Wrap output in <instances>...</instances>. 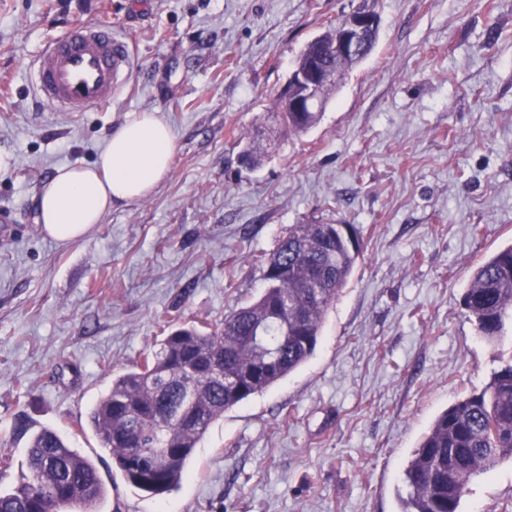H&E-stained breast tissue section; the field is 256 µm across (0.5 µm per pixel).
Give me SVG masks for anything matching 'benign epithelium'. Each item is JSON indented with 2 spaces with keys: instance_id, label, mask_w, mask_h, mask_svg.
<instances>
[{
  "instance_id": "benign-epithelium-1",
  "label": "benign epithelium",
  "mask_w": 512,
  "mask_h": 512,
  "mask_svg": "<svg viewBox=\"0 0 512 512\" xmlns=\"http://www.w3.org/2000/svg\"><path fill=\"white\" fill-rule=\"evenodd\" d=\"M379 18L371 7L360 6L338 22V33L330 51L338 58H363L374 44ZM342 75L329 72L314 63L295 66L280 90V112H320L323 108L321 88L328 82H340Z\"/></svg>"
}]
</instances>
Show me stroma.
Wrapping results in <instances>:
<instances>
[{"mask_svg": "<svg viewBox=\"0 0 512 512\" xmlns=\"http://www.w3.org/2000/svg\"><path fill=\"white\" fill-rule=\"evenodd\" d=\"M360 2L0 0L1 492L27 471L21 417L94 463L101 512H399L436 416L512 356L462 304L512 244V0H375L371 53L315 127L283 136L272 99L298 53ZM79 22L126 36L132 73L107 105L55 112L34 61ZM155 110L175 135L169 176L87 237H47L36 200L57 167ZM256 126L267 157L250 169L239 138ZM295 224H348L361 243L314 354L226 410L177 490L128 484L87 419L113 369L156 350L165 319L209 331L256 298L258 256ZM461 510L512 512V462L474 478Z\"/></svg>", "mask_w": 512, "mask_h": 512, "instance_id": "obj_1", "label": "stroma"}]
</instances>
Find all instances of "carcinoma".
I'll list each match as a JSON object with an SVG mask.
<instances>
[{"mask_svg":"<svg viewBox=\"0 0 512 512\" xmlns=\"http://www.w3.org/2000/svg\"><path fill=\"white\" fill-rule=\"evenodd\" d=\"M317 113H288L304 133ZM352 251L331 224H295L258 258L265 288L211 332L162 325L159 350L114 374L88 420L100 447L135 488L161 497L187 472L195 448L224 411L285 380L314 353L326 311L352 274ZM480 337L499 343L512 320V245L478 266L462 297ZM30 434L28 472L0 512H93L105 496L94 464L53 429ZM512 460V358L487 385L444 410L404 469L401 512H460L471 479Z\"/></svg>","mask_w":512,"mask_h":512,"instance_id":"1","label":"carcinoma"}]
</instances>
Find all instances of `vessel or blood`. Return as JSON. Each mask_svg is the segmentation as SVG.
I'll list each match as a JSON object with an SVG mask.
<instances>
[{
  "label": "vessel or blood",
  "mask_w": 512,
  "mask_h": 512,
  "mask_svg": "<svg viewBox=\"0 0 512 512\" xmlns=\"http://www.w3.org/2000/svg\"><path fill=\"white\" fill-rule=\"evenodd\" d=\"M131 70V47L124 36L103 24L76 25L41 50L38 98L61 112H84L109 102Z\"/></svg>",
  "instance_id": "b4317fda"
}]
</instances>
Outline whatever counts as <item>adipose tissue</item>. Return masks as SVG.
I'll use <instances>...</instances> for the list:
<instances>
[{
	"label": "adipose tissue",
	"mask_w": 512,
	"mask_h": 512,
	"mask_svg": "<svg viewBox=\"0 0 512 512\" xmlns=\"http://www.w3.org/2000/svg\"><path fill=\"white\" fill-rule=\"evenodd\" d=\"M174 134L158 112L134 114L95 160L57 169L37 200V221L57 241L85 237L113 207L151 194L172 167Z\"/></svg>",
	"instance_id": "1"
}]
</instances>
